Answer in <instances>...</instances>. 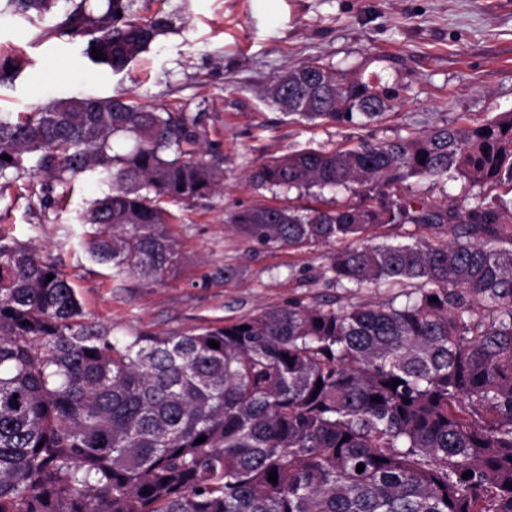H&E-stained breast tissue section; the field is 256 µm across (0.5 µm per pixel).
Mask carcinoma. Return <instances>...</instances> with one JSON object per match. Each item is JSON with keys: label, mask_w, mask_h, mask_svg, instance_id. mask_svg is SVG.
I'll return each mask as SVG.
<instances>
[{"label": "carcinoma", "mask_w": 512, "mask_h": 512, "mask_svg": "<svg viewBox=\"0 0 512 512\" xmlns=\"http://www.w3.org/2000/svg\"><path fill=\"white\" fill-rule=\"evenodd\" d=\"M55 2L5 8L30 19ZM65 2L45 35L86 39V58L114 73L173 24L133 21L136 0ZM20 70L1 55L0 86ZM268 99L300 123L364 125L390 96L308 61L276 77ZM206 138L198 117L135 98H55L0 115V189L37 175L64 198L83 175L107 185L82 213L88 253L115 281L161 283L179 262L167 204L219 185ZM415 177L500 192L444 206L390 191ZM247 179L315 204L230 212L245 237L338 243L336 287L409 286L405 303L294 302L197 333L117 339L84 321L38 246L0 234V512H512V113L302 148ZM406 224H446L448 239L376 242Z\"/></svg>", "instance_id": "1"}]
</instances>
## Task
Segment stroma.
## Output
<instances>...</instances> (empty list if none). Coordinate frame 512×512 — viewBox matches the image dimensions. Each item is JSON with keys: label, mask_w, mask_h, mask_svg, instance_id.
<instances>
[{"label": "stroma", "mask_w": 512, "mask_h": 512, "mask_svg": "<svg viewBox=\"0 0 512 512\" xmlns=\"http://www.w3.org/2000/svg\"><path fill=\"white\" fill-rule=\"evenodd\" d=\"M173 16V30L123 72L91 64L80 41L42 38L57 14L29 21L0 0V55L26 65L0 91L1 112H30L53 96L122 94L170 109L201 113L206 144L223 156L222 190L173 208L169 230L180 263L164 283L93 260L79 215L105 187L76 183L68 204L44 178L23 179L0 194V234L40 246L60 264L86 321L112 334L166 335L221 326L300 301L335 308L406 300L404 288H339L323 273L333 245L269 248L247 240L227 212L264 202L305 205L308 195L254 189L251 169L304 147H339L363 136L392 139L460 116L512 112V0H137V19ZM316 60L350 79L389 88L386 118L364 127L299 124L270 105L275 76ZM440 204L468 203L482 187L412 178L398 185Z\"/></svg>", "instance_id": "obj_1"}]
</instances>
